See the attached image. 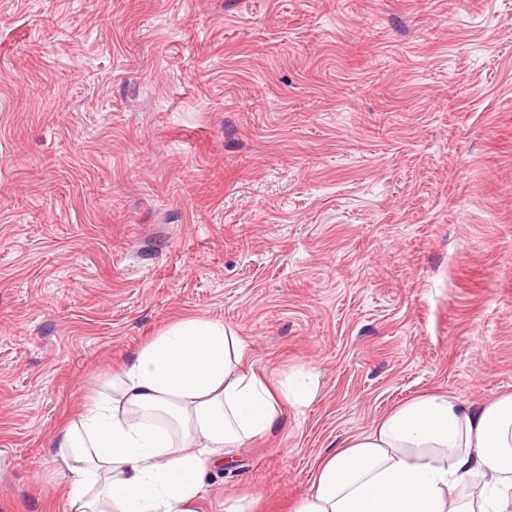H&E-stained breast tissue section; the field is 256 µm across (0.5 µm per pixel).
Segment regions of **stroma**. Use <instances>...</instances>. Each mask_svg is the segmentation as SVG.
Returning a JSON list of instances; mask_svg holds the SVG:
<instances>
[{
	"instance_id": "stroma-1",
	"label": "stroma",
	"mask_w": 512,
	"mask_h": 512,
	"mask_svg": "<svg viewBox=\"0 0 512 512\" xmlns=\"http://www.w3.org/2000/svg\"><path fill=\"white\" fill-rule=\"evenodd\" d=\"M194 315L317 386L198 512L512 393V0H0V512H68L52 434Z\"/></svg>"
}]
</instances>
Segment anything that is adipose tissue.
Wrapping results in <instances>:
<instances>
[{
  "label": "adipose tissue",
  "instance_id": "1",
  "mask_svg": "<svg viewBox=\"0 0 512 512\" xmlns=\"http://www.w3.org/2000/svg\"><path fill=\"white\" fill-rule=\"evenodd\" d=\"M315 393L256 372L223 322L180 320L53 434L69 512H196L207 471ZM294 512H512V394L475 409L445 393L403 404L321 458Z\"/></svg>",
  "mask_w": 512,
  "mask_h": 512
}]
</instances>
